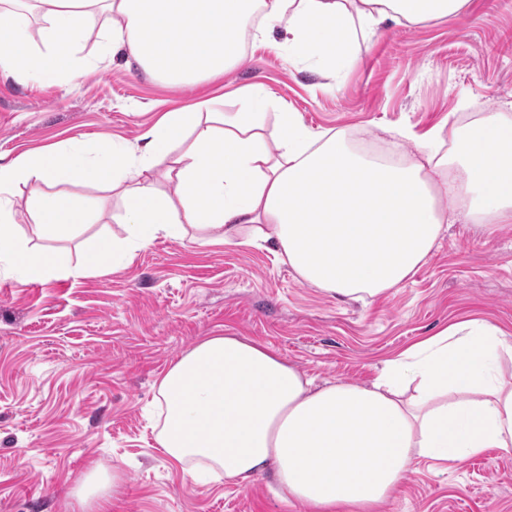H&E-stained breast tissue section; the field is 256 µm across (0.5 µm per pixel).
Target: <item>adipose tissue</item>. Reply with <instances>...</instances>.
I'll return each instance as SVG.
<instances>
[{
  "label": "adipose tissue",
  "mask_w": 512,
  "mask_h": 512,
  "mask_svg": "<svg viewBox=\"0 0 512 512\" xmlns=\"http://www.w3.org/2000/svg\"><path fill=\"white\" fill-rule=\"evenodd\" d=\"M14 2L0 9V74L66 82L121 59L181 86L234 67L235 32L255 14L254 37L283 24L289 58L337 78L386 22L454 15L467 0H35L36 38L31 9ZM91 13L110 16L111 27L91 32ZM245 103L242 112H215L206 100L167 112L136 151L88 139L0 163V257L25 284L120 265L190 226L224 244L246 230L309 284L364 303L414 275L449 218L512 224V115L421 136L399 129L416 152L393 162L344 132L312 131L294 112L277 113L269 140L266 95L250 91ZM163 177L177 180V196L161 190ZM32 180L49 186L25 202L40 237L69 238L91 222L85 201L61 190L75 181L120 190L122 236L98 238L74 266L32 252L11 201ZM509 352L497 327L470 320L387 360L371 383L319 385L269 346L210 336L160 380L157 443L195 481L220 472L244 486L269 471L281 499L311 512H370L418 458L455 465L487 448L512 454Z\"/></svg>",
  "instance_id": "obj_1"
}]
</instances>
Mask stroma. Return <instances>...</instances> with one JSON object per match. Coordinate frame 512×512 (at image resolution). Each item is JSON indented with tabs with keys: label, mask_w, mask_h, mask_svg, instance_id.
Here are the masks:
<instances>
[{
	"label": "stroma",
	"mask_w": 512,
	"mask_h": 512,
	"mask_svg": "<svg viewBox=\"0 0 512 512\" xmlns=\"http://www.w3.org/2000/svg\"><path fill=\"white\" fill-rule=\"evenodd\" d=\"M281 41L277 32L247 40L242 64L191 88L123 65L59 85L0 75V160L98 137L138 147L164 113L205 99L239 112L254 88L271 99L268 129L288 110L386 156L414 150L394 128L422 134L512 114V0L386 23L338 80L294 64ZM42 189L22 183L14 198L16 230L32 250L75 265L88 242L121 235L118 192L72 183L65 192L90 200L94 222L75 239L38 238L23 204ZM197 236L157 239L122 267L77 279L23 284L0 263V512H96L77 497L94 473L119 478L111 512H309L276 496L267 475L198 484L160 451L150 411L182 355L207 336H240L317 382L361 384L384 360L465 320L512 337V224L456 220L413 276L367 304L311 286L272 251ZM375 512H512V455L489 448L456 466L417 459Z\"/></svg>",
	"instance_id": "obj_1"
}]
</instances>
